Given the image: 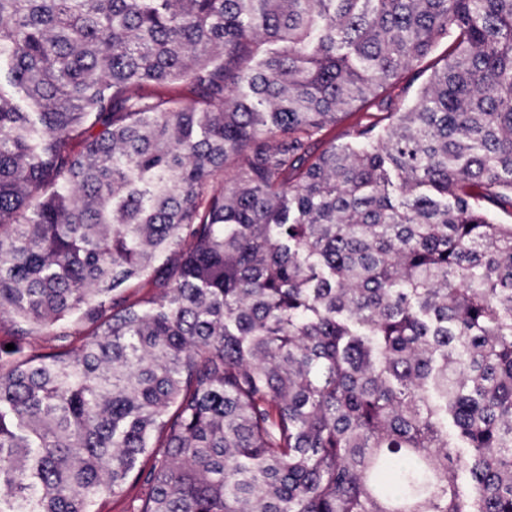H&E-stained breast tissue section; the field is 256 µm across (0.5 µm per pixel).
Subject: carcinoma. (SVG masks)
Wrapping results in <instances>:
<instances>
[{
  "mask_svg": "<svg viewBox=\"0 0 512 512\" xmlns=\"http://www.w3.org/2000/svg\"><path fill=\"white\" fill-rule=\"evenodd\" d=\"M486 202L512 0H0V512H512ZM448 45L446 42L440 43L434 52L423 61L418 67L410 70L405 78L393 87L383 90V94L393 98L400 105H411L421 87L427 81L433 67H440L444 62ZM372 114L371 120L376 121L383 117L382 113L377 112L374 107L365 105L360 111L352 112L344 115L340 121L336 123V126L331 128L324 139L326 141L336 140V144L345 143L349 140V133L353 130V127L359 122L364 121L368 118V115Z\"/></svg>",
  "mask_w": 512,
  "mask_h": 512,
  "instance_id": "cac0c4a2",
  "label": "carcinoma"
}]
</instances>
